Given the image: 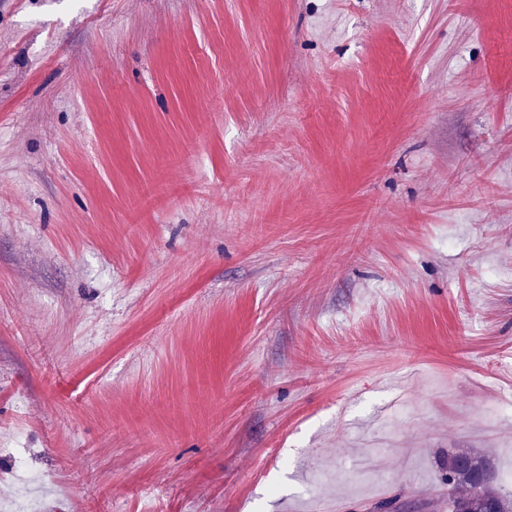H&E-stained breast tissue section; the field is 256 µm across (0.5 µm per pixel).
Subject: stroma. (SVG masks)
I'll return each instance as SVG.
<instances>
[{"instance_id": "obj_1", "label": "stroma", "mask_w": 512, "mask_h": 512, "mask_svg": "<svg viewBox=\"0 0 512 512\" xmlns=\"http://www.w3.org/2000/svg\"><path fill=\"white\" fill-rule=\"evenodd\" d=\"M18 446L35 512L511 468L512 0H0L1 503Z\"/></svg>"}]
</instances>
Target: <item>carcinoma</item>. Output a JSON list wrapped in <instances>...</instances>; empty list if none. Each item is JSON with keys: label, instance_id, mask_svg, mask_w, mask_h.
Segmentation results:
<instances>
[{"label": "carcinoma", "instance_id": "obj_1", "mask_svg": "<svg viewBox=\"0 0 512 512\" xmlns=\"http://www.w3.org/2000/svg\"><path fill=\"white\" fill-rule=\"evenodd\" d=\"M448 487L452 512H512V488L494 485L486 461L470 452L448 454Z\"/></svg>", "mask_w": 512, "mask_h": 512}]
</instances>
